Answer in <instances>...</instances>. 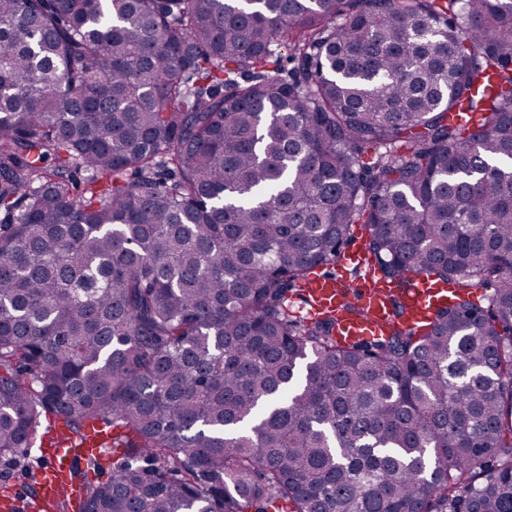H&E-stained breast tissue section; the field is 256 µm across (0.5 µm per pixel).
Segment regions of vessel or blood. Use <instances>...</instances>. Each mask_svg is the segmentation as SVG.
Segmentation results:
<instances>
[{
  "label": "vessel or blood",
  "mask_w": 512,
  "mask_h": 512,
  "mask_svg": "<svg viewBox=\"0 0 512 512\" xmlns=\"http://www.w3.org/2000/svg\"><path fill=\"white\" fill-rule=\"evenodd\" d=\"M350 259L365 271L357 281L354 297H347L338 278L328 275L314 276L303 293V301L311 312L337 316L336 335L340 340L381 336L393 328L416 330L435 307L451 297L450 288L427 277L417 278L412 287L405 289L385 282L374 269L368 268L362 252H353ZM351 299L356 301L358 312H346L345 306ZM111 441V431L93 423L78 441L63 445L47 443L43 449L46 463L32 474L31 486L47 499L81 501L84 490L76 470L82 463L104 456Z\"/></svg>",
  "instance_id": "obj_1"
}]
</instances>
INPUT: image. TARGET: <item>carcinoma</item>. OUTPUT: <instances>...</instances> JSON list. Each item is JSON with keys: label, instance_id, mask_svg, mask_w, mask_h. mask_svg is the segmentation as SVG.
<instances>
[{"label": "carcinoma", "instance_id": "cac0c4a2", "mask_svg": "<svg viewBox=\"0 0 512 512\" xmlns=\"http://www.w3.org/2000/svg\"><path fill=\"white\" fill-rule=\"evenodd\" d=\"M355 224L424 331L292 314ZM49 416L81 512H512V0H0V459Z\"/></svg>", "mask_w": 512, "mask_h": 512}]
</instances>
